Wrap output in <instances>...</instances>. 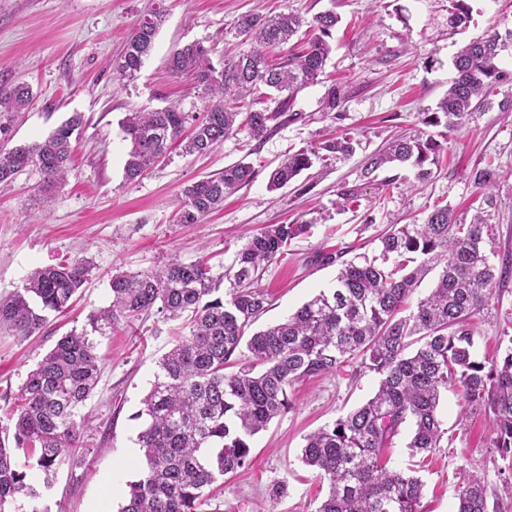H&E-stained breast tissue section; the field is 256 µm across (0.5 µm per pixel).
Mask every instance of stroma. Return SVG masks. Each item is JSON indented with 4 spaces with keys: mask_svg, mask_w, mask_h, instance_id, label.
<instances>
[{
    "mask_svg": "<svg viewBox=\"0 0 512 512\" xmlns=\"http://www.w3.org/2000/svg\"><path fill=\"white\" fill-rule=\"evenodd\" d=\"M165 15L152 53L134 79L114 77L110 60L119 56L141 17L156 5ZM467 28L448 25V0H0V82L28 84L29 107L15 113L0 149L46 137L72 113H82L84 128L73 155L67 184L51 198L40 196V174L32 169L0 183V296L23 286L38 267L75 258L89 259L90 280L70 311L49 315L39 334L26 340L0 332V416L20 403L27 373L56 342L82 327L88 312L109 305L113 272L148 271L178 260L207 259L214 270L230 266L236 250L264 225L310 224L309 235L295 239L288 253L268 267L260 285L271 299L255 329L282 320L320 289L332 287L337 265H319L320 245L374 253V237L389 224L421 221L435 202L448 204L455 217L469 216L479 202L472 171L487 161L500 165L495 189L496 263L512 265V125L500 105L512 100V82L490 94V107L478 108L455 137L435 177L414 184L412 169L400 170L386 203L375 182L363 179L365 156L398 132L416 134L421 114L435 108L455 75L453 58L462 43L494 23L512 28L507 0H469ZM295 11L312 19L333 11L341 22L333 33L324 76L299 92L297 120L257 141L240 132L205 156L174 147L143 177L124 174L129 144L120 123L127 113L176 104L202 111L204 94L193 80L171 74L166 58L175 47L200 41L211 49L215 66L247 52L236 36L238 15L254 11ZM342 86L339 113L324 112L327 85ZM347 130L361 147L351 158L331 165L314 162L296 182L272 191L270 170L283 155ZM239 161L252 163L253 181L226 195L223 207L196 224H176L172 212L183 187L223 172ZM359 188L354 205L340 207L341 182ZM375 224L364 225V213ZM512 313V275L473 319L480 332L477 353L492 358L506 314ZM181 331L159 314L143 317L96 340L102 362L100 382L85 405L93 417L92 449L78 466L63 465L43 493L45 512H119L127 484L145 461L136 444L146 420L140 412L161 356ZM377 377L336 374L310 377L289 388L290 409L255 435L248 470L229 474L212 501L217 512H313L326 492L300 460L310 432L366 401ZM439 412L448 441L426 460L424 512H455L469 474L484 478L490 512H512V498L501 489L507 470L493 446L491 415L463 410L455 392L444 395ZM283 484L281 496L270 494Z\"/></svg>",
    "mask_w": 512,
    "mask_h": 512,
    "instance_id": "obj_1",
    "label": "stroma"
}]
</instances>
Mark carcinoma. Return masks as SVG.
<instances>
[{
	"label": "carcinoma",
	"mask_w": 512,
	"mask_h": 512,
	"mask_svg": "<svg viewBox=\"0 0 512 512\" xmlns=\"http://www.w3.org/2000/svg\"><path fill=\"white\" fill-rule=\"evenodd\" d=\"M470 19L467 0H450V27L465 26ZM160 22L155 11L131 33L123 53L112 60L120 78L139 72ZM338 22L334 12L319 13L310 23L311 35L300 38L305 19L295 12L241 15L236 32L253 47L219 69L202 43L176 47L167 58L168 70L191 77L208 103L201 113L175 104L128 113L122 122L130 144L127 180L143 176L175 143L188 155L205 154L242 130L261 139L294 119L296 95L323 73L331 53L327 38ZM503 32L512 35V29L492 25L455 55L447 93L422 119L426 126L443 127L439 136H393L366 159L364 178L408 165L418 185L432 180L448 136L472 117L473 101L485 102L493 88L512 81L500 63ZM264 97L277 102L276 109L261 106ZM31 99L25 83L0 84V132ZM343 99L340 87H328L321 111H336ZM82 123L76 112L42 141L0 150V183L33 168L41 175L39 192H57L66 183ZM358 146L343 132L288 154L271 170L268 188L288 186L315 158L330 164L354 155ZM255 174L241 161L216 178L185 185L174 223H198ZM500 177V166L492 162L472 171L470 181L481 202L468 221L436 204L421 223L392 224L380 233L378 254L372 257L344 261L340 250L318 251L320 262L340 263L335 286L252 334L251 326L271 306L269 294L257 286L261 275L312 225H265L247 238L234 265L222 273L205 259L113 273L110 304L90 311L87 326L58 340L23 381L19 412L0 420V512H16L21 497L28 499L30 512H40V487H50L56 471L78 452H89L90 419L82 409L101 373L92 334L129 326L153 309L166 322H184L188 335L160 359L143 400L147 424L137 443L146 467L127 483L120 512H206L212 486L247 469L250 439L290 408L291 385L334 374L347 364L376 374L378 387L366 402L305 437L301 461L328 485L314 512H423L425 484L418 476L423 460L390 468L386 450L406 426L411 457L440 447L447 430L438 408L441 393L450 388L463 408L492 415L496 452L512 461V319L502 331L507 343L491 360L476 357L479 332L472 323L508 277L507 268L494 262L493 190ZM91 271L86 259L36 269L23 287L0 298V332L20 339L38 334L50 313L69 308ZM431 273L434 288L414 298ZM221 282L226 291L216 297ZM243 356L247 362L242 364ZM234 366L237 371L224 373ZM456 512H488L483 478L469 476Z\"/></svg>",
	"instance_id": "obj_1"
}]
</instances>
